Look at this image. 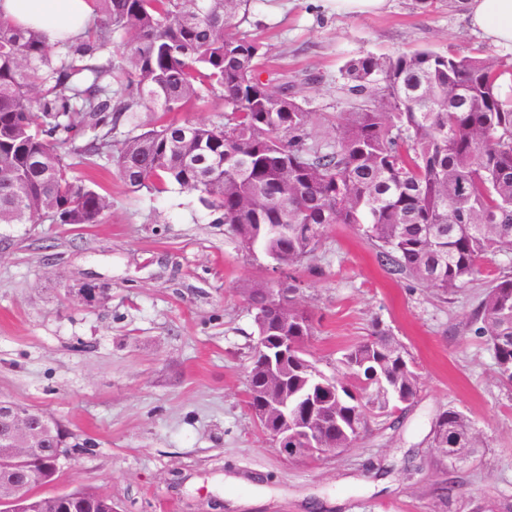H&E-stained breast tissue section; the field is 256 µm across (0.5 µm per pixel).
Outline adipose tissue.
Returning <instances> with one entry per match:
<instances>
[{"instance_id": "obj_1", "label": "adipose tissue", "mask_w": 512, "mask_h": 512, "mask_svg": "<svg viewBox=\"0 0 512 512\" xmlns=\"http://www.w3.org/2000/svg\"><path fill=\"white\" fill-rule=\"evenodd\" d=\"M467 18L493 44H512V0H466ZM0 17L39 29L48 43L81 36L94 23L87 0H0Z\"/></svg>"}]
</instances>
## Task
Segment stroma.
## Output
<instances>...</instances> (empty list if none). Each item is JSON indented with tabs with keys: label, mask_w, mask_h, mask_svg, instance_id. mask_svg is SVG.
<instances>
[{
	"label": "stroma",
	"mask_w": 512,
	"mask_h": 512,
	"mask_svg": "<svg viewBox=\"0 0 512 512\" xmlns=\"http://www.w3.org/2000/svg\"><path fill=\"white\" fill-rule=\"evenodd\" d=\"M243 31L267 66L302 84L312 133L331 140L341 70L363 52L428 47L512 63V45L469 26L460 0L433 11L389 0L381 13L339 16L323 0H252ZM112 208L99 224H0V399L56 418L77 440L47 495L108 494L115 512H512V388L500 383L472 314L489 280L512 272L492 252L448 297L382 266L348 224L288 270L317 327L316 366L335 377L344 349L373 325L404 345L420 375L403 409L373 413L351 448L288 460L256 425L246 371L257 337L245 294L272 262L243 251L194 193L131 191L101 172ZM85 283L110 296L86 306ZM463 412L481 452L448 464L431 452L440 413Z\"/></svg>",
	"instance_id": "stroma-1"
}]
</instances>
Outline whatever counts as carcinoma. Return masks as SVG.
<instances>
[{"instance_id":"carcinoma-1","label":"carcinoma","mask_w":512,"mask_h":512,"mask_svg":"<svg viewBox=\"0 0 512 512\" xmlns=\"http://www.w3.org/2000/svg\"><path fill=\"white\" fill-rule=\"evenodd\" d=\"M97 21L55 54L42 34L0 19V224H99L111 206L95 189L105 158L132 189L166 181L195 193L248 251L302 266L333 224H352L394 271L452 293L484 257L512 250V65L424 48L390 57L359 54L344 67L350 110L336 116L333 143L312 138L311 112L286 82L262 79L261 46L240 31L251 0H91ZM125 37L119 59L110 55ZM209 96L224 101L218 124L157 118L143 106L182 112ZM131 126L115 143L112 130ZM293 313L282 387L299 398L314 380V319L283 283ZM271 289L250 291L265 336H281ZM498 378L512 385V276L499 275L473 313ZM336 396L322 404L325 436L349 448L368 411L409 403L419 377L401 343L375 328L339 360ZM264 364L251 354L247 389L263 394ZM53 442L31 456V490L56 477ZM433 447L451 460L484 447L462 412L437 419ZM36 512H114L112 498L77 489L33 495Z\"/></svg>"}]
</instances>
